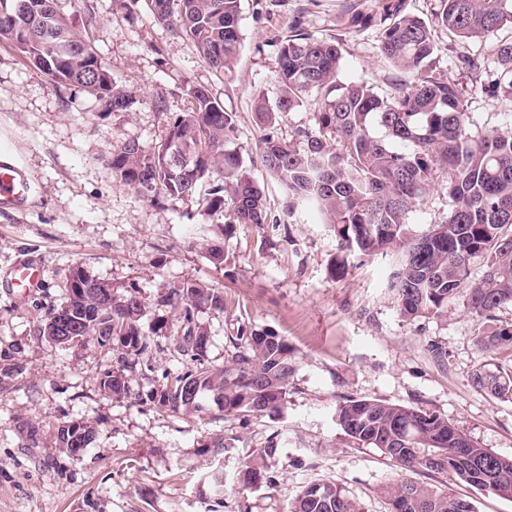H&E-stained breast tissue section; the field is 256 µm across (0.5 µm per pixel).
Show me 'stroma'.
Instances as JSON below:
<instances>
[{"instance_id":"stroma-1","label":"stroma","mask_w":512,"mask_h":512,"mask_svg":"<svg viewBox=\"0 0 512 512\" xmlns=\"http://www.w3.org/2000/svg\"><path fill=\"white\" fill-rule=\"evenodd\" d=\"M352 2L241 0L243 47L232 73L223 74L190 40L157 24L145 5L131 10L122 0H86L77 9L58 0L131 96V108L120 112L102 111L92 96L53 85L0 43V146L32 185L22 205H0V512H288L300 486L316 479L340 484L366 512H389L382 489L397 479L395 467L379 449L349 441L334 419L337 405L351 398L436 412L480 446L512 457V401L471 382L483 364L512 374V349L480 352L481 327L460 299L440 316L404 318L383 259L349 257L346 275L332 279L336 241L329 225L306 209L287 215L283 189L259 161L257 100L276 101V40L294 16L315 37H343L341 80L365 81L384 94L399 78L379 53L378 28L347 29ZM436 40L439 70L467 91L473 131L512 130V99L489 96L460 62L469 56L483 69L499 70L494 47L511 41L512 29L464 40L441 31ZM195 86L236 113L231 147L251 163L268 224L225 232L228 216L207 210L200 197L153 204L109 169L120 142L157 150L172 117L189 109ZM451 208L445 186L433 185L409 212V232L427 233ZM214 248L223 250L224 264L213 263ZM20 263L39 274L26 291L13 283ZM77 265L114 292L134 285L151 299L187 280L223 289V311L197 315L210 333L208 361L223 368L240 323L276 330L292 346L295 368L283 411L226 418L215 410L174 413L138 404L155 372L180 366L169 349L180 328V312L171 306L147 310V321L167 324L154 373L129 371V397L102 395L98 379L117 364L111 350L93 339L65 348L36 331L61 304ZM14 364L23 366L22 375L7 374ZM72 419L96 429L78 457L50 434ZM31 426L42 436L30 439ZM276 432L283 447L267 461L274 483L246 485L238 476L242 459ZM220 434L233 446L218 456L210 444ZM218 470L220 495L211 487ZM427 482L471 498L477 512H512V499L450 476Z\"/></svg>"}]
</instances>
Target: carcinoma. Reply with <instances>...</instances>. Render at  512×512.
<instances>
[{
  "mask_svg": "<svg viewBox=\"0 0 512 512\" xmlns=\"http://www.w3.org/2000/svg\"><path fill=\"white\" fill-rule=\"evenodd\" d=\"M158 24L191 40L210 67L229 72L242 48L241 0H144ZM355 28L382 25L379 49L408 78L379 95L365 82H342L343 42L318 39L296 17L279 41L276 80L279 96L269 106L259 96L260 162L285 190V212L314 205L337 242L330 267L333 279L348 270V256L395 255L390 288L407 319L440 315L448 302L463 298L476 322L492 324L476 336L482 351L512 347V326L494 324L495 313L512 306V133L475 135L470 128L464 90L448 83L437 69L436 29L472 38L512 27V0H436L431 18L403 12L401 0H359L349 7ZM0 42L20 55L56 86L75 87L95 98L103 110L125 111L132 99L102 64L94 47L72 29L57 0H0ZM505 73L483 78L476 59L463 57L474 82L491 95L512 98V41L495 49ZM192 106L175 115L158 150L123 142L112 151V173L153 203L183 200L204 191L208 210L223 213L231 204L232 223H267L263 192L241 156L229 148L237 115L203 86L190 89ZM312 96L318 106L313 129L299 131L298 149L274 132L276 113L290 112ZM441 179L453 207L428 233L412 238L407 215ZM482 276L470 278L473 260ZM82 291H76L77 287ZM180 307L181 330L172 350L182 369L162 373V384L138 398L174 412L203 411L204 401L221 394L224 416H257L283 409L294 364L292 348L271 329L246 324L236 328V352L221 370L206 359L210 336L196 314L224 310V292L185 281L154 300ZM148 299L131 285L116 294L75 267L62 303L36 331L51 335L62 312L78 325V346L92 337L117 353L118 366L99 379L104 395L130 392L127 368L155 371L161 346L154 341L164 324L148 335L141 320ZM474 386L497 398L512 399V375L483 364L472 374ZM335 419L353 442L380 449L401 473L384 489L390 512H477L473 501L439 493L413 474H449L474 489L512 498V458L503 457L432 411L377 400L349 399ZM58 447L71 452L72 421L54 432ZM275 433L258 455L243 461L239 477L250 485L270 484L266 459L281 449ZM289 512H365L363 504L330 480L301 487Z\"/></svg>",
  "mask_w": 512,
  "mask_h": 512,
  "instance_id": "obj_1",
  "label": "carcinoma"
}]
</instances>
